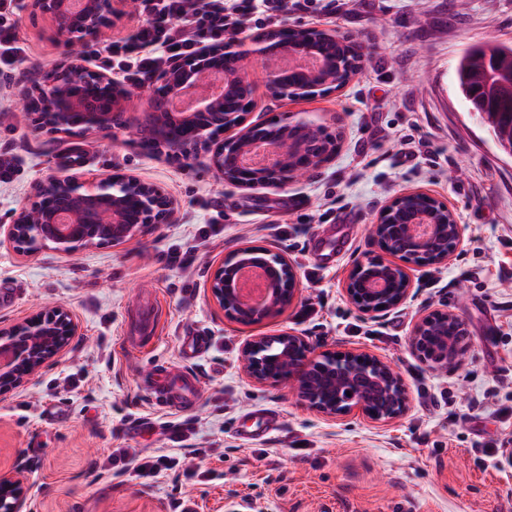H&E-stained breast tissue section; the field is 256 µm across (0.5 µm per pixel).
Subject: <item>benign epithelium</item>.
<instances>
[{
	"instance_id": "1",
	"label": "benign epithelium",
	"mask_w": 512,
	"mask_h": 512,
	"mask_svg": "<svg viewBox=\"0 0 512 512\" xmlns=\"http://www.w3.org/2000/svg\"><path fill=\"white\" fill-rule=\"evenodd\" d=\"M69 0H32V6L53 23L55 36L69 54L67 59L49 75L45 84L35 87L31 95L36 104L29 119L37 131H63L66 133H106L112 131L117 118L125 113L132 101L133 92L112 76L93 70L85 64L83 48L101 27L124 15L119 0H83V8L73 13L66 8ZM296 31L304 40L288 45V51L301 53L318 48L323 40L339 41L343 45L351 40L334 31L318 27H298ZM279 31L271 30L259 37H244L209 47L194 57L172 65L165 77L150 90L147 101L151 111L136 119V130L151 128L155 139L148 150L164 152L171 156L188 158L193 151L210 142V131L216 127L224 130L227 137L213 144L212 164L224 181L243 188L255 186L284 187L300 180L315 164L329 159L336 152V145H327L308 152L313 147L306 136L311 125L299 119L285 124L276 134L291 146L294 156H285L260 167H244L240 157L252 144L265 141L271 134L259 127L244 125V119L224 113V95H200L188 115L175 119L161 109L168 96L176 93L187 83L198 79L217 66L224 69V60L234 57L249 59L259 66L257 78L274 94L290 98H311L322 94V89L337 84L346 87L349 80H336V62L322 59V63L305 74L311 82L304 86H288L283 83L267 54L282 47L278 42ZM186 124L193 137L173 138L170 129ZM50 193L56 198L55 205L45 211V218L32 223L30 207H22L14 213L8 226L7 237L16 250L27 251V244L37 248L52 243L55 248L76 253L91 245L119 244L136 236L144 224H162L169 216L171 203L158 186L146 183L130 174L81 179L73 175H53L36 187L35 198ZM139 194L144 198L143 212L129 215L123 210L125 199ZM405 194L396 196L371 225L372 238L380 243L384 227L392 225L396 236L408 239L412 249L422 252L433 248L435 238L442 231L451 232L461 239L462 227L448 224L455 220L448 206L431 198L435 208L417 211L402 224L394 223L393 207ZM427 224L431 234L414 237L410 225ZM275 266L267 260L262 264L273 278L270 301L257 307H245L239 300L233 281L236 271L243 266L239 262L230 267L221 266L210 280L213 300L229 317L237 320L236 311L248 314L247 323L259 322L283 310L297 292V274L283 255H278ZM359 263L350 273L346 292L352 303L365 314H375L381 308H390L405 301L411 290L408 276H403V287L394 288L392 282L398 265L382 259ZM437 318L458 322L455 314L435 313L423 317L416 325L412 345L435 364L448 361L461 363L463 348L448 342L428 348L422 340L423 331ZM75 333V325L68 311L57 307L46 315L29 319L8 330H0V353L6 362L0 364V389L17 384L24 377L37 372L44 364L61 353ZM279 349L267 353V336L248 340L241 351V360L247 373L257 382L293 386L297 397L309 408L329 417L345 415L358 410L376 421H385L401 415L408 396L399 383L393 368L380 359L357 352L314 355L309 342L302 336L283 333L277 336ZM0 509L3 512H28V499L22 480L0 479Z\"/></svg>"
}]
</instances>
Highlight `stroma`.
<instances>
[{
    "instance_id": "35a3bbf8",
    "label": "stroma",
    "mask_w": 512,
    "mask_h": 512,
    "mask_svg": "<svg viewBox=\"0 0 512 512\" xmlns=\"http://www.w3.org/2000/svg\"><path fill=\"white\" fill-rule=\"evenodd\" d=\"M350 14L328 18L288 10L279 26H316L366 44L374 61L341 91L312 99L273 95L256 82L249 126L297 119L323 128L335 154L282 188L224 182L209 151L192 158L147 152L135 128L72 136L37 132L0 85V152L17 174L0 185V227L29 205L47 177L133 174L172 202L167 223L150 224L116 245L73 254L43 245L18 252L0 242V282L12 284L0 329L61 306L76 325L68 347L35 375L0 391V476L20 475L31 512H172L190 498L199 512H233L251 499L258 512H512V453L484 464L474 447L512 437V160L466 114L454 68L472 43L512 42V0H353ZM21 66L43 81L65 55L50 21L22 7ZM422 190L444 201L463 227L450 258L401 260L412 290L402 304L369 316L346 293L360 261L385 258L369 235L398 194ZM286 225L281 240L270 225ZM348 225V245L333 265L315 264L310 245L322 225ZM219 235L205 237L211 226ZM283 254L298 276L293 302L275 317L241 324L210 294V278L245 247ZM194 253L191 271L169 267L172 250ZM320 318L297 323L307 301ZM145 301L161 313L155 335L126 344L127 318ZM455 313L466 332L462 364L434 368L411 345L425 315ZM292 333L316 353L358 351L391 365L408 393L397 418L361 412L326 417L294 391L259 384L241 350L256 336ZM208 339L184 360L183 336ZM197 376L200 403L187 411L156 406L148 383L158 367ZM282 415L279 431L256 434L246 415ZM193 427L191 444L209 478L166 472L155 481L102 470L112 452L163 448L177 455L166 423Z\"/></svg>"
}]
</instances>
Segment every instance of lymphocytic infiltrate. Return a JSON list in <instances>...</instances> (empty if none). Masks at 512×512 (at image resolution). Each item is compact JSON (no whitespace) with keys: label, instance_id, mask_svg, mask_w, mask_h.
Masks as SVG:
<instances>
[{"label":"lymphocytic infiltrate","instance_id":"f902f5d3","mask_svg":"<svg viewBox=\"0 0 512 512\" xmlns=\"http://www.w3.org/2000/svg\"><path fill=\"white\" fill-rule=\"evenodd\" d=\"M143 24L134 35L93 50L100 69L120 74L124 84L141 89L172 61L196 54L202 46L235 39L245 24L265 26L288 9L311 10L314 0H136ZM20 0H0V80L12 82L26 49L17 34ZM111 465L121 472L153 481L165 471L183 466L197 475L193 461L179 462L166 454L145 455L121 450Z\"/></svg>","mask_w":512,"mask_h":512}]
</instances>
